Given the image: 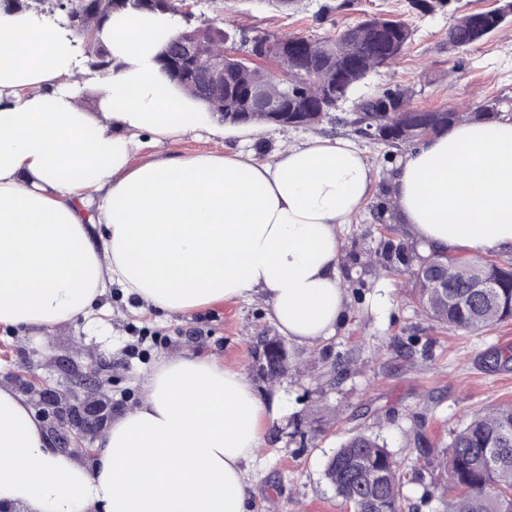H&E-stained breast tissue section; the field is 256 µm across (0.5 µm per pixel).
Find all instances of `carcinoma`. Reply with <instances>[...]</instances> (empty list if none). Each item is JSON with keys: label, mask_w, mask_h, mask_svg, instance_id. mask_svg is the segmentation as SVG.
I'll use <instances>...</instances> for the list:
<instances>
[{"label": "carcinoma", "mask_w": 512, "mask_h": 512, "mask_svg": "<svg viewBox=\"0 0 512 512\" xmlns=\"http://www.w3.org/2000/svg\"><path fill=\"white\" fill-rule=\"evenodd\" d=\"M471 19L470 13L454 18V26L448 30V48L483 40L473 34ZM374 24L392 29L385 31L382 45L368 35L355 44L354 55L364 68L347 73L336 83V97H353L365 74L375 70L374 58L385 55L392 63L411 42L413 31L403 20L382 16ZM333 39L332 35L318 41L301 37L299 48L314 67L322 68L327 62L317 57ZM382 253L391 272H407L413 277L416 296L423 299L430 286L416 275L423 261L416 245L385 239ZM471 270L493 287H471ZM433 319L455 331H478L512 319V267L484 258L448 259V311L434 312ZM489 359L494 370L511 368L512 347L493 350ZM440 467L448 488L455 491L448 499V512H512V404L474 417L456 431ZM370 469L379 471L380 477L367 479L365 473ZM327 473L336 478V494L350 503L354 512H402L404 475L391 452L376 438L360 431L353 434L329 459Z\"/></svg>", "instance_id": "1"}]
</instances>
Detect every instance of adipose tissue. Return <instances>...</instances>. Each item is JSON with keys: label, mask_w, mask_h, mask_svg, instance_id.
Instances as JSON below:
<instances>
[{"label": "adipose tissue", "mask_w": 512, "mask_h": 512, "mask_svg": "<svg viewBox=\"0 0 512 512\" xmlns=\"http://www.w3.org/2000/svg\"><path fill=\"white\" fill-rule=\"evenodd\" d=\"M178 32L169 12H113L98 33L112 66L89 112L72 32L0 11V326L89 318L115 285L166 315L258 294L299 345L343 322L342 231L372 193L366 151L310 137L265 162L244 151L136 162L147 140L260 130L226 128L169 80L159 55ZM392 185L421 248L512 252V118H459L409 150ZM278 413L241 372L165 360L82 465L50 452L24 399L0 387V500L31 512H248L245 466Z\"/></svg>", "instance_id": "1"}]
</instances>
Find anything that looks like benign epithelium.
Returning a JSON list of instances; mask_svg holds the SVG:
<instances>
[{"instance_id": "1", "label": "benign epithelium", "mask_w": 512, "mask_h": 512, "mask_svg": "<svg viewBox=\"0 0 512 512\" xmlns=\"http://www.w3.org/2000/svg\"><path fill=\"white\" fill-rule=\"evenodd\" d=\"M55 6L67 13L70 26L88 45L96 44L97 32L113 11L131 7L134 10L157 9L155 0H92L88 8L76 6L74 0H55ZM512 15V5L505 4L485 12L477 21L481 32L491 25H501ZM237 38L228 33H218L210 26L196 27L179 32L167 48V73L179 86L191 92L204 103H216L226 124H250L263 120L282 126L306 127L319 123L329 112L338 107L336 81L343 73L333 74V81L324 84L321 73L313 67L291 58L288 38L254 35L241 51L227 43ZM251 73L254 79L245 85L246 108L232 105L224 107V99L235 92L233 78ZM381 111L397 116V132L410 140L420 129L418 112L401 105L400 101H384ZM357 125L365 135L378 140L383 124L364 112L357 113ZM421 276L431 284V293L422 302L430 311L448 307V273L446 265L428 262L421 269ZM288 369V350L276 336L262 339L257 371L269 380L280 378ZM57 428L68 443L77 444L88 458L95 457L99 449L93 446L88 433L106 425L111 411L99 402L82 408L56 412Z\"/></svg>"}]
</instances>
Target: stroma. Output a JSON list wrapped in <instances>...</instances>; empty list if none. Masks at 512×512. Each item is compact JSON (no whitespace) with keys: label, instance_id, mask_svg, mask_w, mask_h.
<instances>
[{"label":"stroma","instance_id":"obj_1","mask_svg":"<svg viewBox=\"0 0 512 512\" xmlns=\"http://www.w3.org/2000/svg\"><path fill=\"white\" fill-rule=\"evenodd\" d=\"M494 0H451L429 13L411 0H195L191 23L230 33L319 39L367 14L407 21L414 35L399 59L369 73L357 97L385 87L408 89L411 106L455 109L468 115L496 100L512 115V22L487 39L449 51L454 15L492 7ZM355 103L347 101L311 128L265 124L250 142L202 134L143 147L139 155L174 157L250 150L271 160L289 144L311 136L357 138L374 160L370 199L345 226L340 272L348 291L343 323L334 336L307 346L288 344V370L270 381L256 368L261 337L276 335L261 297L226 300L182 315L153 312L121 288H109L97 322L11 330L0 326V387L23 391L20 371L46 379L63 404L98 399L120 416L138 407L147 379L163 358L201 356L241 371L283 410L262 427L249 466V512H348L325 476L326 463L357 431L376 436L406 474L404 512H445L447 479L438 462L455 431L474 415L512 403V371L488 368L485 355L512 345V320L465 333L443 327L422 309L409 275H387L378 263L382 184L391 182L403 150L356 136ZM43 430L55 421L38 395L24 393Z\"/></svg>","mask_w":512,"mask_h":512}]
</instances>
